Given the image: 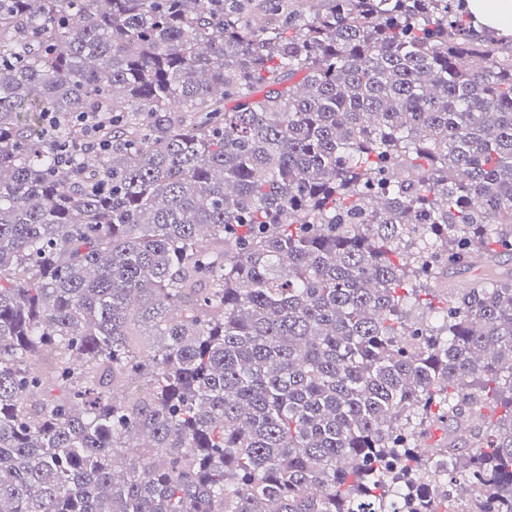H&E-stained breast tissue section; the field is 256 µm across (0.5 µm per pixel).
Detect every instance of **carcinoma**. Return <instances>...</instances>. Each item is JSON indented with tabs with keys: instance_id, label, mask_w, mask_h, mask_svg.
Here are the masks:
<instances>
[{
	"instance_id": "cac0c4a2",
	"label": "carcinoma",
	"mask_w": 512,
	"mask_h": 512,
	"mask_svg": "<svg viewBox=\"0 0 512 512\" xmlns=\"http://www.w3.org/2000/svg\"><path fill=\"white\" fill-rule=\"evenodd\" d=\"M512 45L454 0H0V512H512Z\"/></svg>"
}]
</instances>
